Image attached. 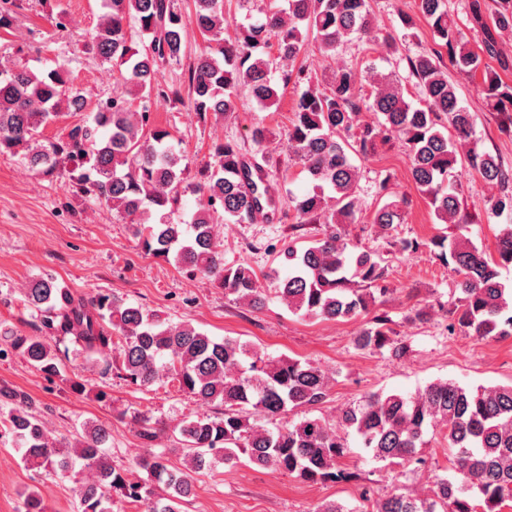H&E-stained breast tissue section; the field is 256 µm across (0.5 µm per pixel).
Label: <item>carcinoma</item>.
<instances>
[{
    "mask_svg": "<svg viewBox=\"0 0 512 512\" xmlns=\"http://www.w3.org/2000/svg\"><path fill=\"white\" fill-rule=\"evenodd\" d=\"M193 5V22L206 45L188 64L187 97L159 81L165 66L187 58L185 22L174 0H101L103 14L84 47L112 65L125 89L100 102L92 121L52 140L43 136L45 126L63 112L85 111L84 92L73 87L60 65L40 73L24 65L1 72L0 153L20 156L39 174L65 170L72 195L111 207L118 220L131 224L145 252L191 275L211 277L225 295L260 309L266 289L250 268L224 266L213 214L220 211L233 224L251 223L259 214L277 216L278 200L262 177L263 168L250 162L237 143L226 141L215 144L214 162L201 170V180L190 182L170 131L150 124L149 103L157 94L201 116L226 119L236 112L240 94L269 107L295 83L299 90L288 152L310 188L293 198L294 210L297 223L325 229L308 246L285 248L280 265L288 274L282 277L274 269L269 278L275 296L289 309L325 320H354L386 292L380 287L387 275L385 259L356 250L339 230L355 223L359 210L353 156L374 152L378 139L401 140L412 180L440 223L462 222L459 163L499 188L492 214H512V170L478 149L474 115L460 103L445 67L448 63L479 77L482 100L497 113L500 128L512 131V83L486 61L496 56L497 36L512 32V0H499L488 15L480 0H471L469 22L483 34L477 50L449 0H419L435 48L410 61L416 104L405 97L404 78L394 72L372 75L368 94L347 68L336 70L326 88L301 69L273 77L277 61H295L310 32L326 57L352 34L371 36L369 0H289L288 16L267 11L233 38L224 37L223 0H193ZM272 40L275 57L265 51ZM364 108L379 115L378 124L355 132V118ZM188 192L201 195L191 223L154 216L155 207L174 211ZM373 223L387 235L394 231L401 223L398 202L378 208ZM397 245L407 253L433 246L452 267L460 296L451 297L450 313L461 330L480 337L512 336V284L501 278V270L512 265V226L500 235L494 255L460 242L447 245L443 238H401ZM25 298L28 308L79 347L86 361L97 363L117 350L126 379L139 389L148 391L165 379L203 404L224 407L220 416H197L178 426L187 467L169 463L172 449L149 448L132 471L110 463L106 444L111 433L104 424L85 423L73 445L58 446L27 397L0 389V401L11 404L6 422L26 463L62 476L79 463L92 473L77 488L81 512H112L114 492L144 504L146 512H181L194 491L190 471L219 464L232 468L243 459L307 483L334 481L339 463L350 454V433L371 460L403 467L421 462L418 449L430 430L448 437V472L435 477L431 493L396 490L377 499L369 512H503L512 500V384L470 389L445 380L413 395L372 393L341 409L330 424L309 415L330 388V377L314 362L261 353L238 337L218 339L189 323L164 322L111 294L88 302L52 277L32 282ZM5 336L38 371L59 376L57 352L44 340ZM355 342L397 358L409 351L386 316L374 317ZM298 411L301 418H290ZM23 512H49V506L31 489L23 492Z\"/></svg>",
    "mask_w": 512,
    "mask_h": 512,
    "instance_id": "carcinoma-1",
    "label": "carcinoma"
}]
</instances>
